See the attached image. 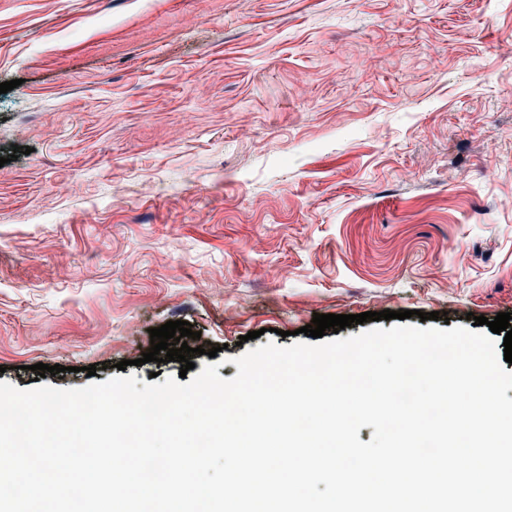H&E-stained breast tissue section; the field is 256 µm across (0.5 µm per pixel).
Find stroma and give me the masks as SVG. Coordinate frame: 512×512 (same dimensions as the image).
Masks as SVG:
<instances>
[{"instance_id":"35a3bbf8","label":"stroma","mask_w":512,"mask_h":512,"mask_svg":"<svg viewBox=\"0 0 512 512\" xmlns=\"http://www.w3.org/2000/svg\"><path fill=\"white\" fill-rule=\"evenodd\" d=\"M510 42L512 0H0V382L512 313Z\"/></svg>"}]
</instances>
